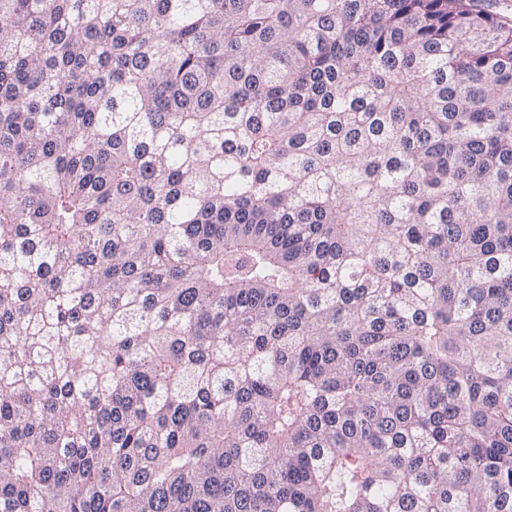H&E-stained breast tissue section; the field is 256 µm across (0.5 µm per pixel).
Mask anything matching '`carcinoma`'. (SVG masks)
<instances>
[{
    "mask_svg": "<svg viewBox=\"0 0 512 512\" xmlns=\"http://www.w3.org/2000/svg\"><path fill=\"white\" fill-rule=\"evenodd\" d=\"M0 512H512V24L0 0Z\"/></svg>",
    "mask_w": 512,
    "mask_h": 512,
    "instance_id": "1",
    "label": "carcinoma"
}]
</instances>
